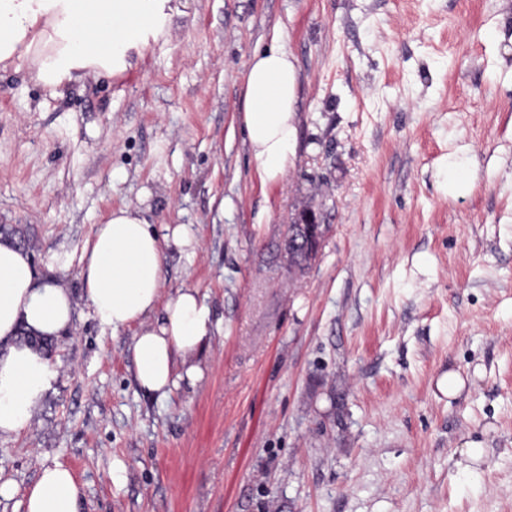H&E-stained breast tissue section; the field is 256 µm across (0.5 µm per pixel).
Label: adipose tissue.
Returning <instances> with one entry per match:
<instances>
[{
  "label": "adipose tissue",
  "mask_w": 512,
  "mask_h": 512,
  "mask_svg": "<svg viewBox=\"0 0 512 512\" xmlns=\"http://www.w3.org/2000/svg\"><path fill=\"white\" fill-rule=\"evenodd\" d=\"M172 0H0V70L27 67L49 91L84 78H112L164 35ZM298 72L283 41L254 51L244 76L242 120L262 180L283 176L296 138ZM191 242L186 228L160 234L135 206L111 210L82 248L85 300L102 326L133 329L135 380L169 397L213 334L198 289L164 295L168 245ZM76 301L60 280L36 272L29 249L0 241V438L28 429L58 375L28 332L56 338L72 330ZM82 487L62 463L44 465L23 495L25 512H78Z\"/></svg>",
  "instance_id": "obj_1"
}]
</instances>
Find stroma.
Masks as SVG:
<instances>
[{
    "mask_svg": "<svg viewBox=\"0 0 512 512\" xmlns=\"http://www.w3.org/2000/svg\"><path fill=\"white\" fill-rule=\"evenodd\" d=\"M178 6L111 81L0 71V224L79 299L31 427L0 440V512L55 461L82 512H512V0ZM277 35L297 138L265 182L242 87ZM122 205L190 230L164 291L198 288L216 326L165 401L135 381L132 330L81 298L82 246ZM306 207L327 233L293 274Z\"/></svg>",
    "mask_w": 512,
    "mask_h": 512,
    "instance_id": "stroma-1",
    "label": "stroma"
}]
</instances>
